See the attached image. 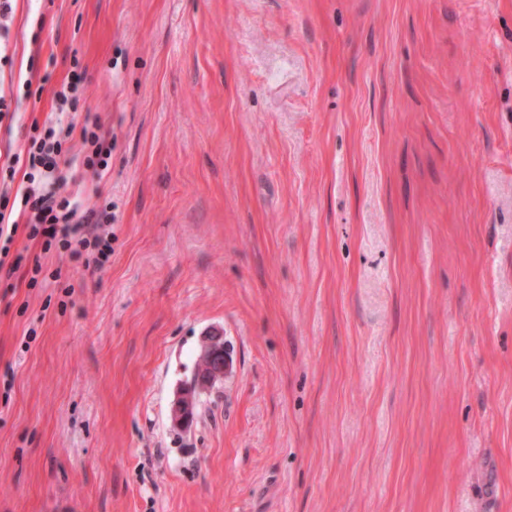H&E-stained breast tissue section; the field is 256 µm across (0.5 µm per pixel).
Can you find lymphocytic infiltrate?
Instances as JSON below:
<instances>
[{"label": "lymphocytic infiltrate", "instance_id": "1", "mask_svg": "<svg viewBox=\"0 0 512 512\" xmlns=\"http://www.w3.org/2000/svg\"><path fill=\"white\" fill-rule=\"evenodd\" d=\"M77 83H61L53 91L56 119L33 128L22 161L28 169V184L14 191L10 210H0V273L12 275L18 265L10 257V246L18 229H25L31 241L42 242L65 253L69 260L85 269L99 270L112 255V216L62 197L65 176L60 157L73 137H80L86 149L83 165L102 174L112 157V134L99 117H86L83 125L68 119L76 100ZM22 215L24 226L14 217Z\"/></svg>", "mask_w": 512, "mask_h": 512}]
</instances>
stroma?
I'll use <instances>...</instances> for the list:
<instances>
[{
    "instance_id": "35a3bbf8",
    "label": "stroma",
    "mask_w": 512,
    "mask_h": 512,
    "mask_svg": "<svg viewBox=\"0 0 512 512\" xmlns=\"http://www.w3.org/2000/svg\"><path fill=\"white\" fill-rule=\"evenodd\" d=\"M0 159L72 74L90 272L17 233L0 512H512V0H15ZM41 263L48 277L30 286ZM232 369L172 427L204 336ZM87 113L88 116L80 127V139L87 150L83 165L100 176L108 169L112 157V132L105 128L97 115L91 117Z\"/></svg>"
}]
</instances>
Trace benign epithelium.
<instances>
[{
	"label": "benign epithelium",
	"instance_id": "7a95c632",
	"mask_svg": "<svg viewBox=\"0 0 512 512\" xmlns=\"http://www.w3.org/2000/svg\"><path fill=\"white\" fill-rule=\"evenodd\" d=\"M199 361L195 382L179 388L172 403L170 419L175 428L189 427L198 395L223 380L230 371V357L221 331H211L204 337Z\"/></svg>",
	"mask_w": 512,
	"mask_h": 512
}]
</instances>
